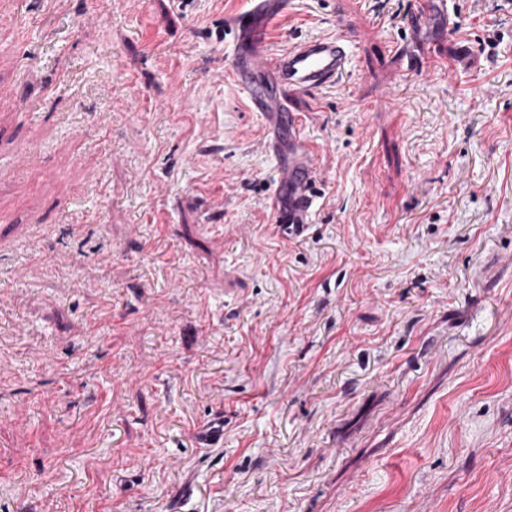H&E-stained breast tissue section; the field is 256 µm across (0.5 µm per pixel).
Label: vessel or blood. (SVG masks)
Instances as JSON below:
<instances>
[{"mask_svg":"<svg viewBox=\"0 0 512 512\" xmlns=\"http://www.w3.org/2000/svg\"><path fill=\"white\" fill-rule=\"evenodd\" d=\"M248 12L229 22L233 32V78L249 100L252 111L261 113L271 130L287 128L288 152L283 158L270 206L277 215L282 236L302 235L315 205L312 188L320 170L309 141L302 136L290 93L313 92L341 82L351 62L348 40L341 35L303 40L286 51L266 54L268 29L287 0H254ZM224 438V418L216 416L196 432L198 444L219 445Z\"/></svg>","mask_w":512,"mask_h":512,"instance_id":"1","label":"vessel or blood"}]
</instances>
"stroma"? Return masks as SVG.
<instances>
[{"label":"stroma","mask_w":512,"mask_h":512,"mask_svg":"<svg viewBox=\"0 0 512 512\" xmlns=\"http://www.w3.org/2000/svg\"><path fill=\"white\" fill-rule=\"evenodd\" d=\"M424 2L275 21L352 55L286 239L253 0H0V512H512V0ZM196 440L203 448H214L224 440V417L216 416L210 423L199 428L196 432Z\"/></svg>","instance_id":"35a3bbf8"}]
</instances>
